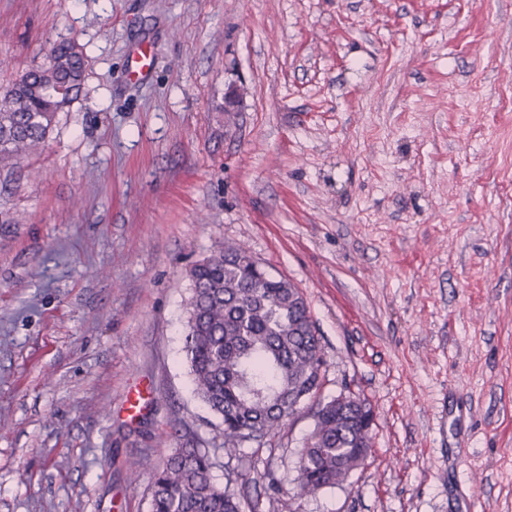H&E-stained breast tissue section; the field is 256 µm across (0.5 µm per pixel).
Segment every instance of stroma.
<instances>
[{
	"label": "stroma",
	"instance_id": "stroma-1",
	"mask_svg": "<svg viewBox=\"0 0 512 512\" xmlns=\"http://www.w3.org/2000/svg\"><path fill=\"white\" fill-rule=\"evenodd\" d=\"M65 39L83 92L0 190V512H150L177 432L265 512H512V0H0V89ZM224 244L372 407L339 486L294 493L311 410L240 462L192 390Z\"/></svg>",
	"mask_w": 512,
	"mask_h": 512
}]
</instances>
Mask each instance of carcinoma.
Masks as SVG:
<instances>
[{
	"label": "carcinoma",
	"mask_w": 512,
	"mask_h": 512,
	"mask_svg": "<svg viewBox=\"0 0 512 512\" xmlns=\"http://www.w3.org/2000/svg\"><path fill=\"white\" fill-rule=\"evenodd\" d=\"M87 61L74 40L54 45L48 63L31 69L0 95V177L11 180L21 160L43 150L59 112L78 97ZM242 245L226 244L189 269L192 296L184 351L195 393L223 425L224 452L235 456L242 431L269 436L302 395L323 385L319 338L302 293L266 270ZM336 399L318 404L300 459L299 494L334 487L358 467L371 437L356 408ZM208 453L188 440L153 475L150 512H242L229 484L217 487Z\"/></svg>",
	"instance_id": "carcinoma-1"
}]
</instances>
